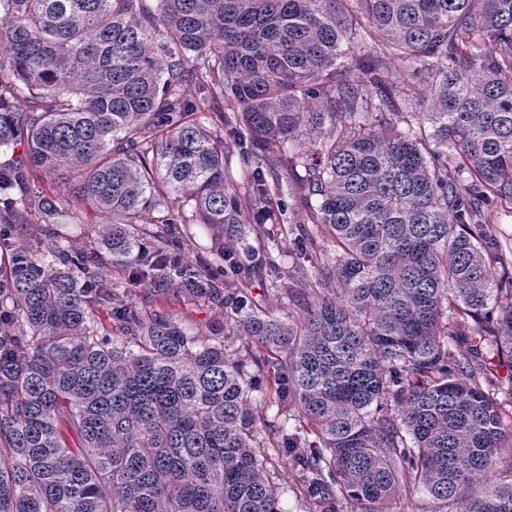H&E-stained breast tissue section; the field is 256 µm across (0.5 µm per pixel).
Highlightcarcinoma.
I'll list each match as a JSON object with an SVG mask.
<instances>
[{"label": "carcinoma", "mask_w": 512, "mask_h": 512, "mask_svg": "<svg viewBox=\"0 0 512 512\" xmlns=\"http://www.w3.org/2000/svg\"><path fill=\"white\" fill-rule=\"evenodd\" d=\"M219 96L241 154L287 173H256L245 207L202 121ZM22 142L0 166V512H280L251 399L271 387L299 422L274 448L326 512H384L403 474L448 512H512V376L479 362L512 359V241L489 224L512 205V0H0V148ZM29 169L107 217L108 260L15 244ZM168 192L146 250L132 225ZM282 195L299 201V314L242 295L202 339L106 272L150 302L223 307L278 256L226 281L171 249L172 226L207 225L229 261ZM61 206L40 196V222ZM233 336L268 352L256 372L224 352Z\"/></svg>", "instance_id": "carcinoma-1"}]
</instances>
